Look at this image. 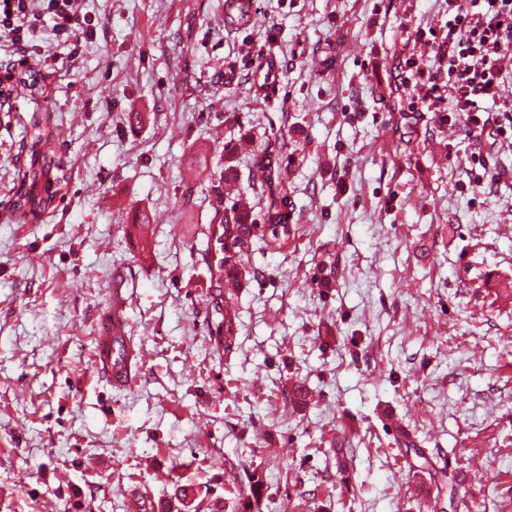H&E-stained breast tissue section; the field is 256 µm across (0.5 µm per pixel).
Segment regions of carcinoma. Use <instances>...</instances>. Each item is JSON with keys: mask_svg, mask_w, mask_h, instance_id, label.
I'll return each mask as SVG.
<instances>
[{"mask_svg": "<svg viewBox=\"0 0 512 512\" xmlns=\"http://www.w3.org/2000/svg\"><path fill=\"white\" fill-rule=\"evenodd\" d=\"M28 145L29 163L22 174L13 207L25 214L36 215L45 210L68 185L67 165L56 155L52 134L35 121L30 126ZM255 173L263 189L266 224V245L277 250L288 241V197L285 195L287 176L282 167L279 149L267 146L255 158ZM247 210L214 208L211 224L208 225V241L215 243L209 256L205 257L212 282L211 303L219 306L223 289L240 286L241 268L244 265V248L252 235L242 233L243 218ZM237 334V317L229 310L209 323V335L224 337L222 350L228 351ZM261 480H249V485L239 486L238 500L259 503Z\"/></svg>", "mask_w": 512, "mask_h": 512, "instance_id": "carcinoma-1", "label": "carcinoma"}]
</instances>
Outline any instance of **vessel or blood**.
<instances>
[{
	"mask_svg": "<svg viewBox=\"0 0 512 512\" xmlns=\"http://www.w3.org/2000/svg\"><path fill=\"white\" fill-rule=\"evenodd\" d=\"M126 308L121 294H114L105 313L104 328L95 338V368L117 389L132 386L140 363V355L128 336Z\"/></svg>",
	"mask_w": 512,
	"mask_h": 512,
	"instance_id": "b4317fda",
	"label": "vessel or blood"
}]
</instances>
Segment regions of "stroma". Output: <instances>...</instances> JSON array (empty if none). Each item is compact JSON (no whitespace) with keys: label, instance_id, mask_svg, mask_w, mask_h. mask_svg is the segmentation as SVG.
Here are the masks:
<instances>
[{"label":"stroma","instance_id":"stroma-1","mask_svg":"<svg viewBox=\"0 0 512 512\" xmlns=\"http://www.w3.org/2000/svg\"><path fill=\"white\" fill-rule=\"evenodd\" d=\"M251 2L235 27L224 0H81L96 35L73 60L40 23L35 92L0 52V512H176L185 486L233 512L249 474L260 512H512V150L484 149L500 178L475 186L462 129L393 88L402 25L445 0ZM35 120L69 186L33 218L12 202ZM274 141L288 242L253 237L220 353L206 226L219 203L263 223ZM116 288L142 353L120 390L92 360ZM229 309L224 308V314L222 313L218 318H213L209 323V335L210 336H224V345L222 350L228 351L234 342V336L237 334V317L235 312L232 316L228 315Z\"/></svg>","mask_w":512,"mask_h":512}]
</instances>
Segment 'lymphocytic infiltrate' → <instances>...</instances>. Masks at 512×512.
I'll return each mask as SVG.
<instances>
[{"mask_svg":"<svg viewBox=\"0 0 512 512\" xmlns=\"http://www.w3.org/2000/svg\"><path fill=\"white\" fill-rule=\"evenodd\" d=\"M443 26L404 28L392 71L408 112H434L468 137L512 149V99L501 90L512 73V0H447ZM58 36L83 28L79 0H0V34L23 53L43 19Z\"/></svg>","mask_w":512,"mask_h":512,"instance_id":"1","label":"lymphocytic infiltrate"}]
</instances>
